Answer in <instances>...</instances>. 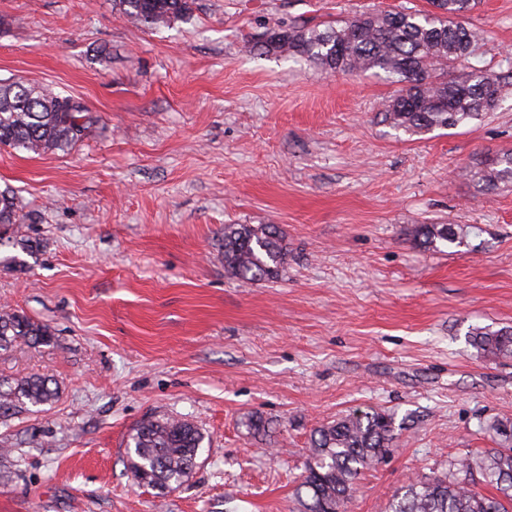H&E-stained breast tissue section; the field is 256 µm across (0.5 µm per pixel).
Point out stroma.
I'll return each instance as SVG.
<instances>
[{
    "label": "stroma",
    "instance_id": "stroma-1",
    "mask_svg": "<svg viewBox=\"0 0 512 512\" xmlns=\"http://www.w3.org/2000/svg\"><path fill=\"white\" fill-rule=\"evenodd\" d=\"M427 0H195L170 28L112 0H0V79L83 100L67 151L0 150L19 221L0 235V307L49 325L0 351V378L57 398L0 418V512H300L311 434L354 411L398 439L347 512H385L410 479L499 448L512 359L471 328L512 326V184L466 176L512 152V98L455 130L382 122L384 76L265 54L288 25L326 28ZM469 63L512 74V0H475ZM228 224H272L277 278L224 268ZM418 224L476 226L473 247L417 246ZM204 441L174 489L138 484L128 435L155 415ZM262 417L263 432L249 429Z\"/></svg>",
    "mask_w": 512,
    "mask_h": 512
}]
</instances>
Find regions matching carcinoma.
<instances>
[{"instance_id":"1","label":"carcinoma","mask_w":512,"mask_h":512,"mask_svg":"<svg viewBox=\"0 0 512 512\" xmlns=\"http://www.w3.org/2000/svg\"><path fill=\"white\" fill-rule=\"evenodd\" d=\"M192 0H113L132 24L161 28L184 20ZM433 9H404L361 13L324 30L291 27L276 31L265 42L266 53L299 56L336 72L383 73L402 85L387 100L382 120L410 135L457 129L496 110L512 93L506 77L473 68L459 75L458 67L475 54L478 33L458 18L472 9L474 0H429ZM93 117L81 99L61 95L24 81H0V148L40 155L64 151L81 140ZM470 177L493 189L512 182V153L488 156L470 169ZM17 198L0 191V233L17 223ZM413 239L424 249L469 246L470 231L452 224H419ZM224 269L245 280L275 278L286 255L280 233L272 224L224 225ZM473 345L487 356L512 357V327L473 328ZM49 345L54 333L12 310L0 311V351L18 340ZM57 388L44 377L0 380V417L26 403L54 400ZM397 433L393 418L382 412H355L315 429L313 462L302 487L307 499L303 512H345L361 471L381 462L393 447ZM203 434L194 424L176 417H149L130 435L126 463L134 479L146 486L171 489L193 469ZM497 494L483 495L455 476H432L410 482L396 496L388 512H512V446L496 449L480 461H454L456 473L473 467Z\"/></svg>"}]
</instances>
